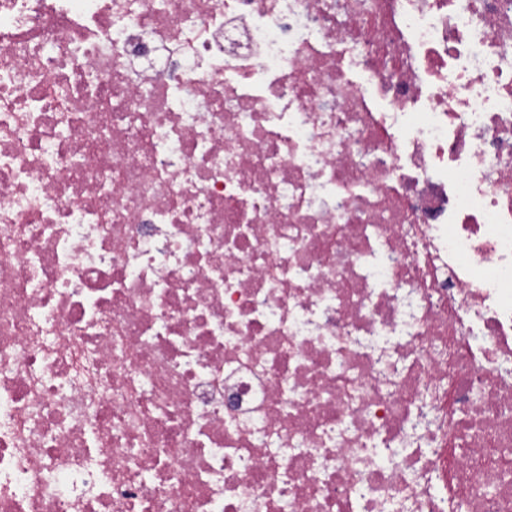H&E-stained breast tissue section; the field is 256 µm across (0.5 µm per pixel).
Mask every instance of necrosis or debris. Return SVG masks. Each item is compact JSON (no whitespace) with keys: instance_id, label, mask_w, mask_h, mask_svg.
Returning <instances> with one entry per match:
<instances>
[{"instance_id":"necrosis-or-debris-1","label":"necrosis or debris","mask_w":512,"mask_h":512,"mask_svg":"<svg viewBox=\"0 0 512 512\" xmlns=\"http://www.w3.org/2000/svg\"><path fill=\"white\" fill-rule=\"evenodd\" d=\"M512 512V0H0V512Z\"/></svg>"}]
</instances>
